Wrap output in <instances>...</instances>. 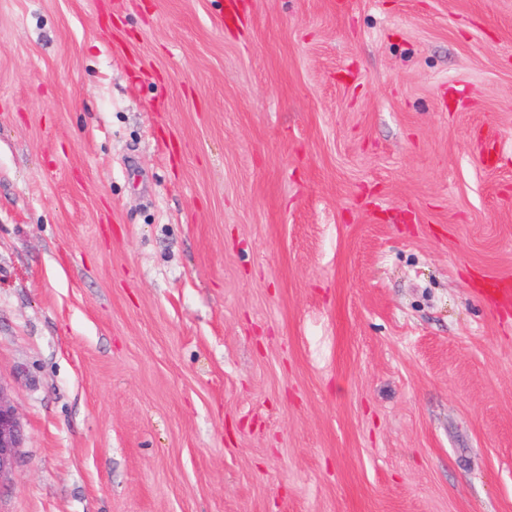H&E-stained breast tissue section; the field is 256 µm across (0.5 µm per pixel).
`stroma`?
<instances>
[{
  "instance_id": "1",
  "label": "stroma",
  "mask_w": 512,
  "mask_h": 512,
  "mask_svg": "<svg viewBox=\"0 0 512 512\" xmlns=\"http://www.w3.org/2000/svg\"><path fill=\"white\" fill-rule=\"evenodd\" d=\"M0 0V512H512V0ZM21 444V425L15 409L0 390V479L15 466Z\"/></svg>"
}]
</instances>
